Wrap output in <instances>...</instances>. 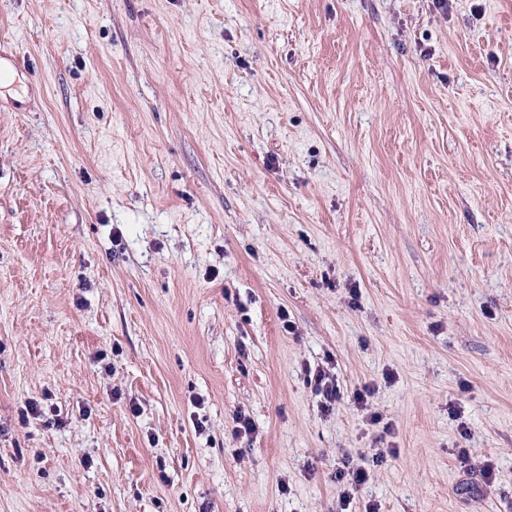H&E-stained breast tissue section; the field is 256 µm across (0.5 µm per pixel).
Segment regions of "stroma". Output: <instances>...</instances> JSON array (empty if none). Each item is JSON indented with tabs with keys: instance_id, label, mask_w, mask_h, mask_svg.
I'll return each instance as SVG.
<instances>
[{
	"instance_id": "stroma-1",
	"label": "stroma",
	"mask_w": 512,
	"mask_h": 512,
	"mask_svg": "<svg viewBox=\"0 0 512 512\" xmlns=\"http://www.w3.org/2000/svg\"><path fill=\"white\" fill-rule=\"evenodd\" d=\"M0 46V512H336L345 461L351 512H512V0H0ZM305 372L308 374L311 385L313 382L315 394L322 397L325 401L322 402V406L325 404V408L327 407V409H329L330 405L336 402L340 394V388L336 378H334V375L330 374L329 370H325L323 366H318L312 375V369L310 367H306ZM348 462H343V468L336 471L338 480L346 479L342 495L339 498V509L337 511H347L350 503L355 499L360 487L368 480L369 473L363 468L349 467Z\"/></svg>"
}]
</instances>
